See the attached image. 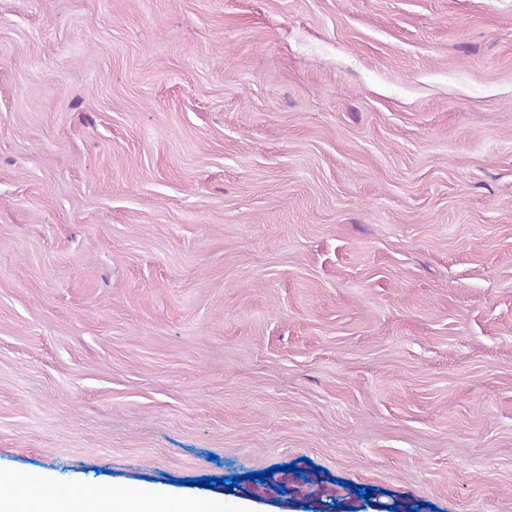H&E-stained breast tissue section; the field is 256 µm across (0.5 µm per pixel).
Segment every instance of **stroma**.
Here are the masks:
<instances>
[{
    "instance_id": "obj_1",
    "label": "stroma",
    "mask_w": 512,
    "mask_h": 512,
    "mask_svg": "<svg viewBox=\"0 0 512 512\" xmlns=\"http://www.w3.org/2000/svg\"><path fill=\"white\" fill-rule=\"evenodd\" d=\"M289 463L512 512V0H0V472Z\"/></svg>"
}]
</instances>
